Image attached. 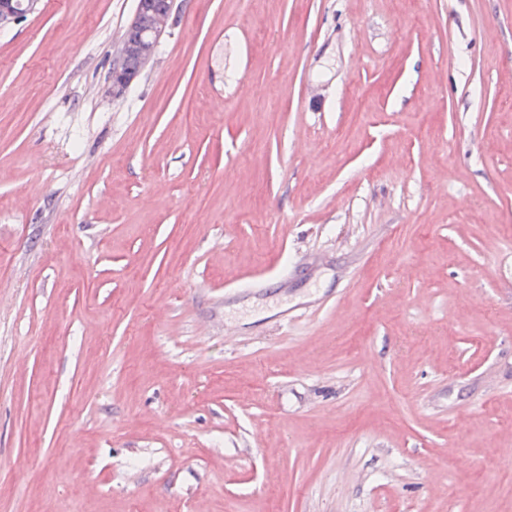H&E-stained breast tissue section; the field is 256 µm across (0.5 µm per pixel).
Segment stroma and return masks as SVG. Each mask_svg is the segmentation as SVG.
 Returning <instances> with one entry per match:
<instances>
[{
	"instance_id": "obj_1",
	"label": "stroma",
	"mask_w": 512,
	"mask_h": 512,
	"mask_svg": "<svg viewBox=\"0 0 512 512\" xmlns=\"http://www.w3.org/2000/svg\"><path fill=\"white\" fill-rule=\"evenodd\" d=\"M135 8L0 30V512H512V0ZM174 0H140L121 41L111 73L113 97L123 96L156 54Z\"/></svg>"
}]
</instances>
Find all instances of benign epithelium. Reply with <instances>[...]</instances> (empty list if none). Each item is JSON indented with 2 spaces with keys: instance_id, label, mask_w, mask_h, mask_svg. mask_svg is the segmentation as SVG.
<instances>
[{
  "instance_id": "obj_1",
  "label": "benign epithelium",
  "mask_w": 512,
  "mask_h": 512,
  "mask_svg": "<svg viewBox=\"0 0 512 512\" xmlns=\"http://www.w3.org/2000/svg\"><path fill=\"white\" fill-rule=\"evenodd\" d=\"M40 0H0V30L34 13ZM174 0H138L111 73L112 95L120 97L156 54Z\"/></svg>"
}]
</instances>
